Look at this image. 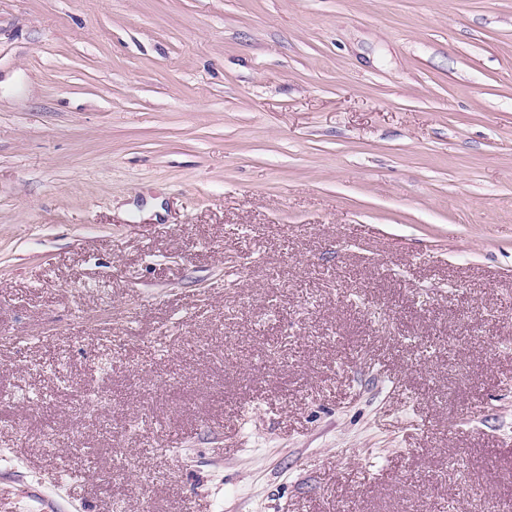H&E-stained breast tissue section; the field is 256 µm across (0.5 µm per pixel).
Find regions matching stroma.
<instances>
[{
  "label": "stroma",
  "mask_w": 512,
  "mask_h": 512,
  "mask_svg": "<svg viewBox=\"0 0 512 512\" xmlns=\"http://www.w3.org/2000/svg\"><path fill=\"white\" fill-rule=\"evenodd\" d=\"M0 512H512V0H0Z\"/></svg>",
  "instance_id": "1"
}]
</instances>
